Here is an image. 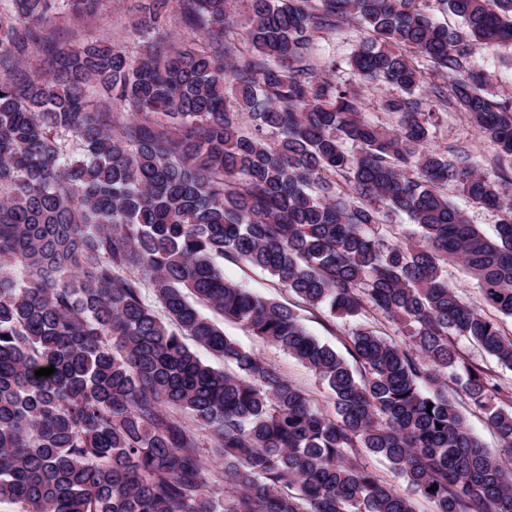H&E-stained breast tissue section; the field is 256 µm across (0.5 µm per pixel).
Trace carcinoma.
Instances as JSON below:
<instances>
[{
	"instance_id": "1",
	"label": "carcinoma",
	"mask_w": 512,
	"mask_h": 512,
	"mask_svg": "<svg viewBox=\"0 0 512 512\" xmlns=\"http://www.w3.org/2000/svg\"><path fill=\"white\" fill-rule=\"evenodd\" d=\"M109 2L0 0V502L417 512L358 463L362 448L435 512H512V466L448 396L460 383L512 449V385L455 343L512 369V336L446 275L461 265L512 317V174L491 180L429 143L450 106L512 160V99L492 100L470 61L476 43L512 46V0H436L454 29L429 0H136L131 53L60 37L57 19L85 24ZM349 20L369 33L349 59L361 84L400 90L381 101L390 129L362 119V92L315 54ZM424 62L447 85L425 90ZM450 186L501 213L496 237ZM386 209L411 236L379 234ZM224 257L295 303L225 278ZM202 306L298 360L330 406ZM299 306L351 323L347 354L310 336ZM459 347L467 362L489 370L498 375L501 379L512 383V370L501 367L494 358L468 341H460Z\"/></svg>"
}]
</instances>
